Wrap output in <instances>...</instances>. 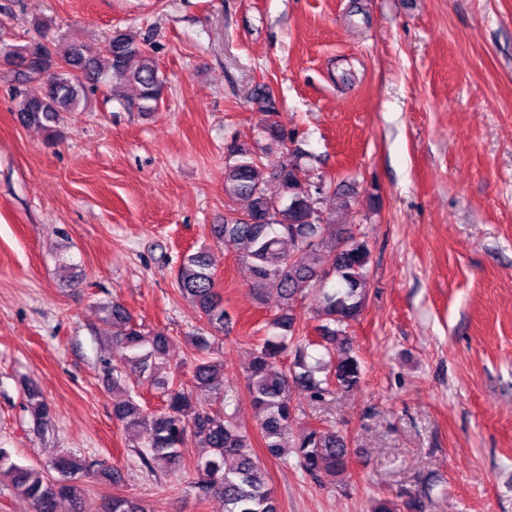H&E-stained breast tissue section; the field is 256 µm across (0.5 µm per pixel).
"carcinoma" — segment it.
Returning a JSON list of instances; mask_svg holds the SVG:
<instances>
[{
    "instance_id": "obj_1",
    "label": "carcinoma",
    "mask_w": 512,
    "mask_h": 512,
    "mask_svg": "<svg viewBox=\"0 0 512 512\" xmlns=\"http://www.w3.org/2000/svg\"><path fill=\"white\" fill-rule=\"evenodd\" d=\"M22 60L14 71L17 115L21 123L38 126L58 135L57 124L64 112H80L90 90L108 82L116 94L134 86L137 96L131 101L137 110L149 114L159 110L165 82L147 40L128 28L97 46L74 42L59 57L51 52L37 54L35 47H0ZM265 135L273 142L294 141V136L275 119L266 122ZM224 193L232 200L247 201L240 216H226L224 223L210 227L212 237L226 248L244 251L255 276L259 297L273 293L283 301V312L271 320L273 333L259 344L246 375V389L258 411L264 447L274 458L293 453L297 466L306 474L339 473L350 462L347 436L331 426L310 427L297 442H288L300 399L322 403L337 391L359 385L361 365L351 349L337 357L334 349L346 329L361 315L370 263V250L353 224L336 225L329 242L324 226L333 221L334 212L321 207L328 187L324 180L300 182L295 176L299 148L288 149L278 169L266 173L260 158L244 146L232 142L226 147ZM278 182L279 196L267 194V178ZM328 249L332 259L321 265V251ZM179 292L191 299L204 315L206 332L190 337L198 353L191 361L190 377L183 380L171 370L167 356L171 344L161 331H145L133 322L127 308L118 301L101 306L112 323V359L104 363L106 380L112 386L138 384L145 380L160 391L162 411L146 413L128 398L112 409L128 434L133 448H141V467L155 471L162 464L179 465L182 448L191 443L204 449L195 464L201 479L198 495L224 499V512H278V504L265 480L264 468L255 456L249 437L234 415L225 411L232 396L224 383V361L218 334L224 332L228 313L217 288L215 259L201 249L183 257L176 276ZM318 290L317 327L319 345L325 356L312 358V343L300 333L297 318L288 302L299 295ZM294 348L292 366L283 370L278 358L288 347ZM205 394L218 403L216 408L197 406V395ZM26 410L34 426L44 431L52 423L48 402L30 388ZM58 476H53V473ZM117 483L119 470L106 461H89L73 454L61 455L46 466H24L11 460L0 448V476L31 501L34 512H57L58 502L69 500L78 506L81 486L77 475ZM416 498L401 503L382 500L374 512H423ZM104 512H147L136 498L114 497Z\"/></svg>"
}]
</instances>
